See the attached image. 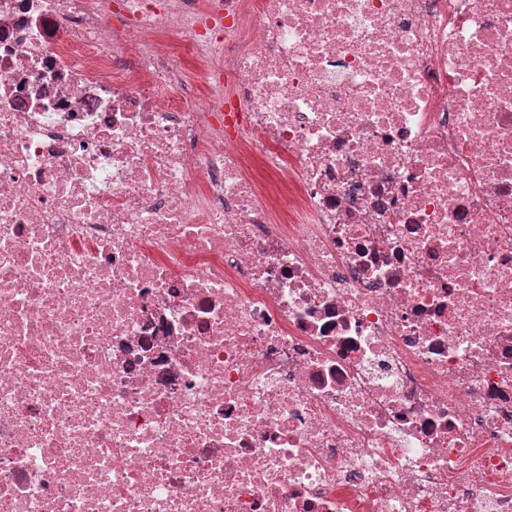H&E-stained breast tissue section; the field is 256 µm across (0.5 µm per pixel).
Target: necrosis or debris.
<instances>
[{
  "mask_svg": "<svg viewBox=\"0 0 512 512\" xmlns=\"http://www.w3.org/2000/svg\"><path fill=\"white\" fill-rule=\"evenodd\" d=\"M0 512H512V0H0Z\"/></svg>",
  "mask_w": 512,
  "mask_h": 512,
  "instance_id": "4bbe7bcc",
  "label": "necrosis or debris"
}]
</instances>
